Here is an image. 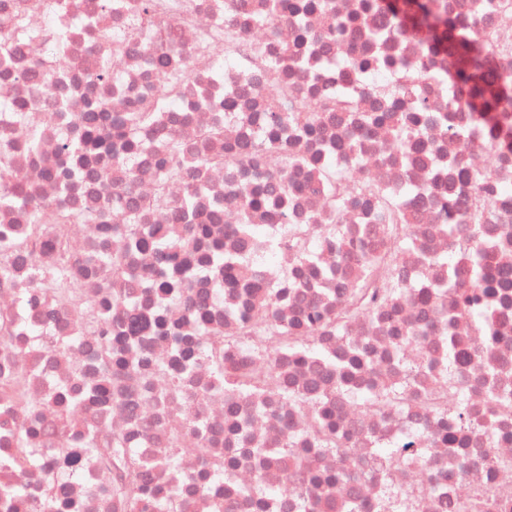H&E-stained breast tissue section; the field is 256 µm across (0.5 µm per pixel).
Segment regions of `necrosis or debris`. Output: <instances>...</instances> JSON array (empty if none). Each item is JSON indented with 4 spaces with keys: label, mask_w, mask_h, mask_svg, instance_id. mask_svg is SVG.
<instances>
[{
    "label": "necrosis or debris",
    "mask_w": 512,
    "mask_h": 512,
    "mask_svg": "<svg viewBox=\"0 0 512 512\" xmlns=\"http://www.w3.org/2000/svg\"><path fill=\"white\" fill-rule=\"evenodd\" d=\"M52 10L34 0H0V20L21 16L27 34L14 53L0 60V154L12 162L11 186L20 188L21 207H0V236L24 241L18 251L0 253V380L19 375L30 399L43 402L40 415L0 397V512L15 482L12 460L18 440L37 431L43 459L28 473L27 494L41 512H129L106 496L104 486L120 471L102 451L115 439L135 448L142 483L155 502L171 491L183 500L180 512H299L312 495L315 512H512V405L495 403L493 394L512 396V289L498 303L505 329L489 343L465 319L454 320L458 353L469 364L448 369V343L433 334L397 345L399 332L434 323L436 307L446 306L449 236L443 225L460 214L462 174L481 177L479 196L492 213L484 234L495 265L512 266V154L481 142L461 145L450 127L469 125L466 111L452 108L443 82L414 80L419 69L444 71V54L422 56L418 38L408 33L374 39L383 21L371 0H291L285 13H270L266 0H157L151 20L131 28L140 0H51ZM458 26L490 36L494 67L512 75V0H445ZM231 25L238 41L228 56L200 57L205 37ZM61 34L63 47L41 67L36 51L49 33ZM124 52L113 57L112 44ZM115 61L111 80L89 87L85 75ZM180 78L177 110L158 112L142 128L136 145L115 134L120 114L99 120L113 159L131 162L136 183L120 205L103 203V182H120L110 168L92 176L97 159L80 152L62 154L61 138H79L78 116L90 98L136 102L158 97L159 78ZM283 81L299 87L302 116L269 132V86ZM411 85L412 97L400 95ZM346 95L353 110H329L328 102ZM425 101L430 115L417 135L398 140L389 116L413 115V100ZM319 112L310 126L307 116ZM38 130V153L27 148V133ZM277 135L286 152L263 146ZM192 143L194 162L167 186L171 199L194 190L192 214L185 219L160 215L151 207L157 175L167 161V146ZM303 156L293 168L284 153ZM339 177L343 210L339 234L300 239V230L330 221L325 183ZM414 191L405 212L417 238L399 256V273L409 295L389 304H371L352 322L348 336L304 326L307 307L328 318L349 306L355 266L336 260L339 247L374 242L381 223L374 185L393 193L402 185ZM265 192L262 206L241 207L240 191ZM87 211L105 208L109 220L95 224H53L32 236L33 207ZM146 225L157 241L176 227L181 245L175 262L145 264L129 239L115 232L130 220ZM249 224V234L238 227ZM230 259L235 287L224 284L223 269L210 262L211 246ZM123 255L128 275L104 284L101 261ZM65 269L99 312L90 318L57 302L45 281ZM181 283L179 295L160 301L156 277ZM256 311L302 328V342L325 356L298 359L265 352L275 340L248 323ZM136 332H124L129 319ZM215 336L224 367L265 375L267 382L249 397L230 403L201 352L202 333ZM124 352L116 364L112 349ZM417 369L406 382L408 406L385 410L358 404L357 395L403 380L404 365ZM404 381V380H403ZM296 387L318 403L328 397L331 420L347 443L340 458L321 452L304 412L283 404L281 389ZM462 390L480 427L460 431L447 442L432 401L438 393ZM197 429L185 432L187 417ZM93 435L99 451L82 457L78 469L64 461L61 436ZM186 452L176 471L159 461L172 435ZM294 446L302 458L291 467L281 449ZM380 447L399 453L387 459ZM223 451L231 483L215 480L208 449ZM278 486L276 496L258 500L250 490L258 481Z\"/></svg>",
    "instance_id": "1"
}]
</instances>
